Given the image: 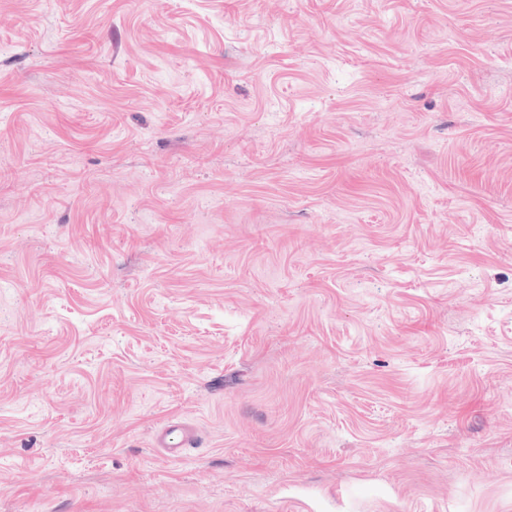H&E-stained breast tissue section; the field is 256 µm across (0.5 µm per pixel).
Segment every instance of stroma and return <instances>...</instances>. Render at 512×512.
I'll return each instance as SVG.
<instances>
[{
  "mask_svg": "<svg viewBox=\"0 0 512 512\" xmlns=\"http://www.w3.org/2000/svg\"><path fill=\"white\" fill-rule=\"evenodd\" d=\"M0 512H512V0H0ZM196 442L195 430L184 423H173L160 429L155 435L158 448H165L169 457L180 458L185 448Z\"/></svg>",
  "mask_w": 512,
  "mask_h": 512,
  "instance_id": "1",
  "label": "stroma"
}]
</instances>
